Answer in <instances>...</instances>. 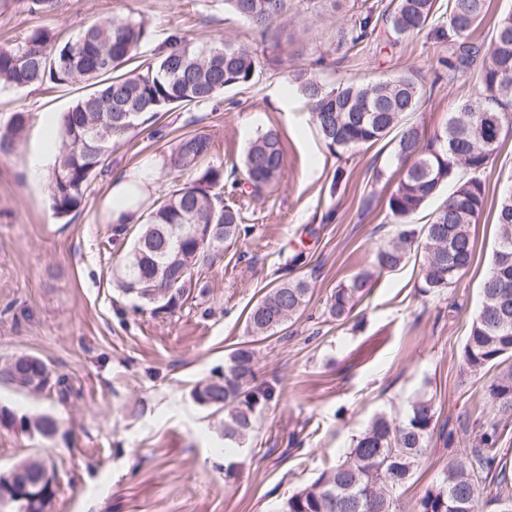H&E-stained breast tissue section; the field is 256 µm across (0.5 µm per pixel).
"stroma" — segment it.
<instances>
[{
  "label": "stroma",
  "instance_id": "1",
  "mask_svg": "<svg viewBox=\"0 0 512 512\" xmlns=\"http://www.w3.org/2000/svg\"><path fill=\"white\" fill-rule=\"evenodd\" d=\"M390 2L289 0L273 48L224 0H59L49 13L0 0V48L16 46L37 27L68 39L114 15L145 21L150 37L138 51L142 61L175 33L195 46H248L258 61L249 85L215 103L161 113L115 142L109 168L64 221L51 209L47 176L30 177L29 159L54 154L48 131L59 127L81 89L47 84L0 93L1 120L18 110L31 114L15 153L0 157V359L38 355L71 388L62 401L0 386V406L16 417L0 423V471L34 453L52 463L56 494L47 512H276L333 465L376 414L403 416L419 394L433 398L436 420L402 490L404 512L453 459L479 447L490 425L498 426V446L512 463V416L486 394L493 372H471L461 359L497 243L496 204L512 188V127L503 129L483 175L475 256L456 284L423 292L422 256L413 253L397 270L374 273L346 320L322 316L334 289L370 268L375 250L391 238L385 203L398 174L388 138L340 158L331 154L310 121L297 74L333 88L413 73L424 93L415 117L430 132L474 92L471 73L452 78L441 67L448 46L432 32L393 45L378 30L357 47L339 45L337 33L352 16ZM270 129L284 151L280 183L259 196L224 197L240 209L250 236L203 266L175 309L154 311L113 286L122 249L109 242L106 202L115 177L140 172L154 199L194 178L164 169L180 136L207 135L208 163L228 170ZM299 252L311 285L302 317L250 342L249 308L288 276ZM247 342L259 380L274 383L276 394L244 443L228 445L192 392ZM36 414L56 420L55 435L21 426L22 417Z\"/></svg>",
  "mask_w": 512,
  "mask_h": 512
}]
</instances>
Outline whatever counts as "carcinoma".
Returning a JSON list of instances; mask_svg holds the SVG:
<instances>
[{
	"label": "carcinoma",
	"mask_w": 512,
	"mask_h": 512,
	"mask_svg": "<svg viewBox=\"0 0 512 512\" xmlns=\"http://www.w3.org/2000/svg\"><path fill=\"white\" fill-rule=\"evenodd\" d=\"M487 0H448L446 26L440 37L448 41L449 78L471 68L482 58L474 94L431 136L407 123L418 111L422 87L411 74L363 85L327 88L307 78L300 92L310 106L311 120L328 149L348 152L374 144L401 128L394 156L402 176L387 199L395 224L394 237L377 249L373 266L379 271L400 267L413 247L422 250L420 274L427 292L442 293L455 284L471 264L475 242L470 226L477 223L485 204L482 179L489 160L498 151L504 127L512 125V13L502 15L488 46L471 41L483 20ZM394 7L379 16L373 9L360 13L342 39L357 46L373 35L379 24L394 41L420 32L435 22L436 0H393ZM237 19L264 39L275 38L274 23L287 13L288 0H225ZM149 38L142 22L107 18L85 26L73 39L60 40L35 28L25 41L0 49V91L85 83L86 93L62 116L61 142L50 181V198L59 218L80 208L97 173L112 154V142L127 137L147 119L176 106L209 103L225 89L249 84L256 61L241 45L215 43L194 49L183 36L172 35L159 46L154 61L125 70ZM29 114L16 111L0 122V157L16 149ZM210 140L189 134L176 143L165 168L193 171L196 180L159 197L145 208L134 239L112 267V280L158 310L178 306L196 270L211 264L249 234L239 209L224 203V169L205 164ZM284 153L277 132L254 138L241 161L245 183L260 193L284 173ZM455 190L418 228L412 218L449 184ZM498 244L490 272L482 286L483 300L473 318L462 358L479 372L495 368L486 386L490 400L512 413V191L497 204ZM371 273L362 271L339 285L326 303L325 314L342 320L354 309L368 287ZM310 291L298 275L278 283L249 310L246 329L264 339L288 329L302 314ZM18 390L41 394L54 390L62 400L70 395L67 380L54 375L41 357L22 353L0 360V382ZM275 396L269 382H258L254 352L233 350L224 370L199 383L194 400L224 415V440L242 443L254 429L257 408ZM436 409L423 395L411 401L406 415L394 419L376 416L336 462L310 484L294 492L279 512H401L398 492L412 476L434 430ZM27 426L44 437L56 431L55 420L42 415ZM497 427L483 433L482 448L448 465L439 482L417 501L414 512H512V475L497 448ZM49 472L45 461L26 459L0 472V512H47L53 486L41 484ZM496 491L486 490L487 479Z\"/></svg>",
	"instance_id": "1"
}]
</instances>
